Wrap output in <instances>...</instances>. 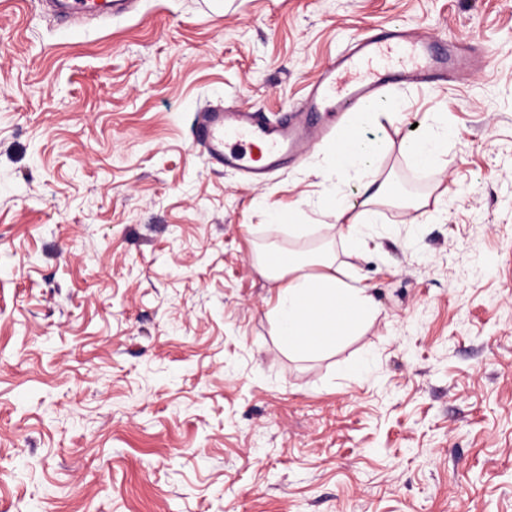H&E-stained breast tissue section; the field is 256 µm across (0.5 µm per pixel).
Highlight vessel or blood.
Masks as SVG:
<instances>
[{
  "label": "vessel or blood",
  "mask_w": 512,
  "mask_h": 512,
  "mask_svg": "<svg viewBox=\"0 0 512 512\" xmlns=\"http://www.w3.org/2000/svg\"><path fill=\"white\" fill-rule=\"evenodd\" d=\"M64 17H118L134 0H51ZM468 46L442 43L428 31L402 27L372 29L353 48L326 65L311 83L299 112L277 122L253 109L201 108L194 141L210 163L259 184L289 161L305 155L325 135L322 116L348 112L380 98L393 84L437 83L467 66Z\"/></svg>",
  "instance_id": "1"
}]
</instances>
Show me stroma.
Masks as SVG:
<instances>
[{
  "label": "stroma",
  "instance_id": "stroma-1",
  "mask_svg": "<svg viewBox=\"0 0 512 512\" xmlns=\"http://www.w3.org/2000/svg\"><path fill=\"white\" fill-rule=\"evenodd\" d=\"M393 24L489 63L385 92L378 175L428 205L334 241L376 313L294 359L255 251L359 182L330 136L245 183L193 120L278 119ZM438 124L418 171L402 146ZM0 512H512V0H139L76 25L0 0Z\"/></svg>",
  "mask_w": 512,
  "mask_h": 512
}]
</instances>
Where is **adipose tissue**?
Wrapping results in <instances>:
<instances>
[{
    "label": "adipose tissue",
    "instance_id": "1",
    "mask_svg": "<svg viewBox=\"0 0 512 512\" xmlns=\"http://www.w3.org/2000/svg\"><path fill=\"white\" fill-rule=\"evenodd\" d=\"M376 108L373 102L363 106L342 135L344 151L331 155L337 180L353 175L365 178L360 211L350 213L346 197L330 191L321 204L331 222L320 247H280L274 241L279 233L298 239L309 227L288 223L278 215L266 227L272 243L256 255L260 272L278 285L269 309L273 332L289 354L300 359L317 358L336 348L344 338L357 335L375 313L366 288L343 278L332 243L340 235L351 247L363 245L367 227L380 221L381 205L393 200L388 182L371 180L374 161L385 150L383 139L364 134L375 122Z\"/></svg>",
    "mask_w": 512,
    "mask_h": 512
}]
</instances>
